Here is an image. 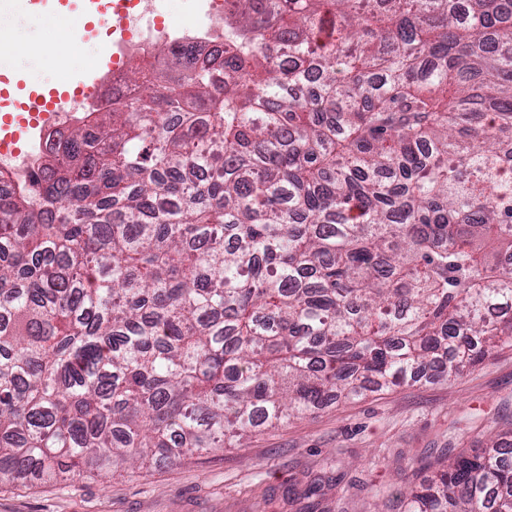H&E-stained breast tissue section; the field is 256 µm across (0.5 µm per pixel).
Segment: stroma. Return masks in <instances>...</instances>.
Masks as SVG:
<instances>
[{"label":"stroma","instance_id":"35a3bbf8","mask_svg":"<svg viewBox=\"0 0 512 512\" xmlns=\"http://www.w3.org/2000/svg\"><path fill=\"white\" fill-rule=\"evenodd\" d=\"M90 0H0L25 20L33 51L54 50L52 23L93 12ZM512 433V345L453 381L429 376L139 471L51 484L0 482V512H403L400 491L437 461Z\"/></svg>","mask_w":512,"mask_h":512}]
</instances>
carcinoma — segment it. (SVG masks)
Returning <instances> with one entry per match:
<instances>
[{
    "label": "carcinoma",
    "mask_w": 512,
    "mask_h": 512,
    "mask_svg": "<svg viewBox=\"0 0 512 512\" xmlns=\"http://www.w3.org/2000/svg\"><path fill=\"white\" fill-rule=\"evenodd\" d=\"M0 193V478L174 464L512 344V0H235ZM404 512H512V447Z\"/></svg>",
    "instance_id": "carcinoma-1"
}]
</instances>
